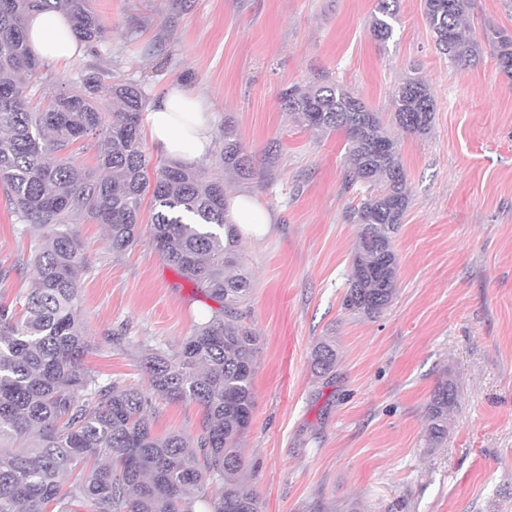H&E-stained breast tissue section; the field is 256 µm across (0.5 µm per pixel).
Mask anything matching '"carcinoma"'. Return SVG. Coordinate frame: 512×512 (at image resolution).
Instances as JSON below:
<instances>
[{
  "label": "carcinoma",
  "instance_id": "obj_1",
  "mask_svg": "<svg viewBox=\"0 0 512 512\" xmlns=\"http://www.w3.org/2000/svg\"><path fill=\"white\" fill-rule=\"evenodd\" d=\"M396 0H378L374 36L393 34ZM469 0H424L437 50L459 66L480 58L463 31ZM65 14L75 37L99 42L106 29L92 0H0V187L23 229L42 245L36 275L20 309L0 306V512H259L244 477L241 441L254 411L258 338L245 322L251 284L226 214L224 181L203 167L176 161L150 166L141 134L144 88L102 74L79 86L59 76L63 91L31 107L41 63L25 28L29 14ZM484 39L502 73L512 78V35L489 28ZM281 106L298 126L347 138L344 188L366 184L348 219L360 226L344 309L376 318L396 293L392 237L410 192L389 126L429 129L434 99L422 80L404 79L393 95L390 123L363 99L334 82L293 85ZM92 138L95 167L77 163L70 147ZM224 173L250 176L251 157L224 122ZM151 196L149 242L158 255L216 302L206 320L179 344L145 354L147 385L104 383L83 366L89 350L81 317L79 274L86 257L76 225L107 226L112 250L140 237V213ZM336 366V343L321 339L312 367ZM195 403L201 432L156 436L148 413L153 396ZM456 387L444 376L426 405L427 448L448 436ZM217 493H208V486Z\"/></svg>",
  "mask_w": 512,
  "mask_h": 512
}]
</instances>
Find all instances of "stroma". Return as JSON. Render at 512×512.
<instances>
[{
	"instance_id": "obj_1",
	"label": "stroma",
	"mask_w": 512,
	"mask_h": 512,
	"mask_svg": "<svg viewBox=\"0 0 512 512\" xmlns=\"http://www.w3.org/2000/svg\"><path fill=\"white\" fill-rule=\"evenodd\" d=\"M376 0H93L106 32L65 64L44 63L37 94L95 70L203 96L215 135L233 122L254 164L250 191L269 232L241 243L252 277L246 321L259 338L255 409L243 438L260 512H512V80L491 49L466 68L435 47L422 0H398L393 35L369 27ZM512 34L504 0H471L467 35ZM429 85L426 133L392 135L411 202L394 238L396 296L380 317L343 298L364 193L343 188L346 140L297 126L279 94L327 79L374 111L406 77ZM91 345L84 364L105 382H144L151 348L189 336L211 304L140 236L116 252L105 225L77 227ZM40 245L0 191V304L22 299ZM336 341V370L317 377L311 351ZM458 404L439 448L423 445L425 407L442 372ZM202 409L153 399L160 437L196 435Z\"/></svg>"
}]
</instances>
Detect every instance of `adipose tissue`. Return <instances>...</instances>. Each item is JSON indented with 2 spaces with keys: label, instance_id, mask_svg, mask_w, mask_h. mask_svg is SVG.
Segmentation results:
<instances>
[{
  "label": "adipose tissue",
  "instance_id": "obj_1",
  "mask_svg": "<svg viewBox=\"0 0 512 512\" xmlns=\"http://www.w3.org/2000/svg\"><path fill=\"white\" fill-rule=\"evenodd\" d=\"M26 30L30 50L38 59L64 62L86 50L62 13H31L26 19ZM215 121L205 100L180 83L169 86L144 116L146 131L159 150L188 166L212 153ZM226 207L242 238L256 239L267 232L270 219L250 194L240 192L228 197Z\"/></svg>",
  "mask_w": 512,
  "mask_h": 512
}]
</instances>
